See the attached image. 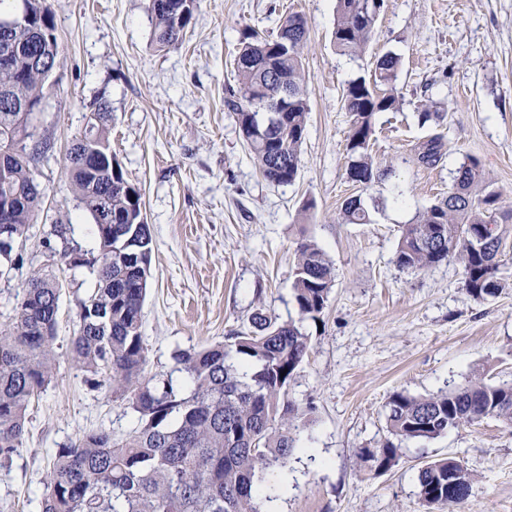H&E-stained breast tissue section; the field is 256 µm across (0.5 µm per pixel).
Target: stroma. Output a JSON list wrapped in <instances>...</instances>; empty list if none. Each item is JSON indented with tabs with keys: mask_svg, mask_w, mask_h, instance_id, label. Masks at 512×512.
Returning <instances> with one entry per match:
<instances>
[{
	"mask_svg": "<svg viewBox=\"0 0 512 512\" xmlns=\"http://www.w3.org/2000/svg\"><path fill=\"white\" fill-rule=\"evenodd\" d=\"M61 54L40 115L39 136L53 149L35 164L44 212L20 243L22 260L0 275V321L34 272L63 285L54 349L55 379L29 410L9 465L0 467V512H37L50 448L106 428L123 437L138 427L124 402L91 387L70 360L77 302L95 286L86 269L47 265L54 224L73 227L84 248L95 227L66 184L71 140L100 100L112 111V153L139 187L155 241L142 332L149 370L181 382L173 355L223 341L255 311L297 318L293 258L314 240L334 264L335 286L320 323H306L311 348L290 386L310 407L271 512H421L415 474L426 461L457 457L473 474L466 512H512V426L493 418L429 441L401 442L385 473L362 466L358 452L386 436L385 406L396 392L437 394L481 380L512 383V234L504 240V289L472 299L460 265L399 268L404 224L447 192L457 169L477 158L512 209V0H384L369 51L338 54L335 0H200L182 46L150 44L146 0H52ZM304 15L303 66L310 113L295 183L264 180L248 154L224 93L245 31L276 33L286 12ZM402 58V106L376 118L372 158L388 174L361 187L349 180V114L342 94L369 75L376 55ZM443 121L420 123L423 110ZM445 137L435 166L416 147ZM361 195L366 224L342 218L344 200ZM313 201L310 223L300 210Z\"/></svg>",
	"mask_w": 512,
	"mask_h": 512,
	"instance_id": "1",
	"label": "stroma"
}]
</instances>
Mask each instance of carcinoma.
Masks as SVG:
<instances>
[{"label":"carcinoma","mask_w":512,"mask_h":512,"mask_svg":"<svg viewBox=\"0 0 512 512\" xmlns=\"http://www.w3.org/2000/svg\"><path fill=\"white\" fill-rule=\"evenodd\" d=\"M384 0H336L332 38L336 51L359 57L369 48ZM147 0L153 22L152 43L159 50L179 46L191 26L199 0ZM35 17L15 31H0V149L11 145L14 162L0 169V199L13 196L10 224L2 233L0 259L14 262L16 243L38 223L44 190L33 171L46 141L32 143L36 132L21 119L22 103H39L49 86L48 70L57 65L60 46L51 0H38ZM307 21L286 14L274 35L245 32L235 58L237 86L228 87L224 108L233 113L263 178L276 185L293 183L301 166V147L310 112L302 54ZM401 57L391 51L376 60L374 72L344 89L350 117L347 173L366 186L383 176L370 148L376 116L400 108L396 82ZM282 98L280 123L267 127L254 108ZM92 133L75 137L67 149L69 188L97 225V247L85 250L72 238L69 224H56L46 247L73 268L96 273L92 294L79 303L70 353L76 367L99 386L108 378L111 396L127 402L139 427L123 438L100 428L52 449L38 499L39 512H261L273 499L266 482L273 469L288 468L296 451L300 408L288 396L290 383L310 347L304 322H317L335 286L333 264L315 242L295 250L293 299L298 320L278 323L257 311L250 327L224 342L178 350L183 374L179 384L149 375L148 348L142 333L143 306L151 277L154 241L150 225L139 223L141 191L130 183L112 155V112L100 101ZM444 135L419 145L416 161L433 166L444 155ZM103 157L90 172L85 155ZM483 172L475 159L461 164L448 195L404 225L394 255L402 269L423 270L455 261L466 292L476 301L503 288L501 251L512 210L498 211L495 192L475 187ZM346 221L366 224L361 197L342 205ZM129 241L118 254L99 225ZM61 288L55 278L36 273L16 294L8 320L0 323V464L11 462L23 444L32 400L56 372L53 348ZM495 418L512 426V384L474 382L448 392L411 396L396 393L386 404V428L400 440L431 441L461 426ZM360 462L376 472L398 465L400 448L387 440L363 448ZM415 480L424 512L466 504L473 475L462 460L445 457L418 468Z\"/></svg>","instance_id":"cac0c4a2"}]
</instances>
